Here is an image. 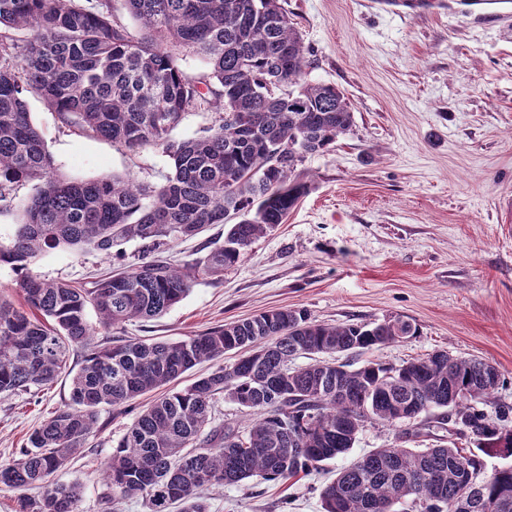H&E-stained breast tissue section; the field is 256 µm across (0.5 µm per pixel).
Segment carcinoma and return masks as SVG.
Returning a JSON list of instances; mask_svg holds the SVG:
<instances>
[{
	"label": "carcinoma",
	"instance_id": "obj_1",
	"mask_svg": "<svg viewBox=\"0 0 512 512\" xmlns=\"http://www.w3.org/2000/svg\"><path fill=\"white\" fill-rule=\"evenodd\" d=\"M138 28L118 21L112 0H0V202L23 185L33 193L0 265L22 272L15 304L0 290V398L71 376L70 404L28 435L19 457L0 462V486L17 512H80V487L53 481L100 427L105 408L142 406L102 463L112 512L140 497L149 512H209L198 490L259 477L286 481L350 452L367 422L390 426L433 408L485 455L512 457V421L482 406L505 377L478 358L435 351L398 367L350 360L301 368L298 355L345 354L416 334L408 320L328 324L299 308H277L176 342L129 339L88 348L96 327L151 320L178 304L202 275H219L258 237L284 223L308 192L298 165L352 131L353 112L332 83L305 81L307 48L281 0H124ZM199 56L208 72L187 75L179 56ZM40 96L67 126L130 151L159 149L171 162L160 184L112 177L72 181L57 173L27 98ZM205 106L215 124L176 138L184 113ZM210 224L224 243L173 264L164 246ZM138 239L148 254L85 288L31 270L46 252H108ZM88 348L78 371L71 352ZM247 351L233 365L224 354ZM210 372L177 390L203 362ZM223 394L254 417L242 433L213 423ZM479 456L454 445L377 448L336 473L322 512H512V464L482 475ZM37 489L38 495L28 491Z\"/></svg>",
	"mask_w": 512,
	"mask_h": 512
}]
</instances>
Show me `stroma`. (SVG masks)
I'll use <instances>...</instances> for the list:
<instances>
[{
  "mask_svg": "<svg viewBox=\"0 0 512 512\" xmlns=\"http://www.w3.org/2000/svg\"><path fill=\"white\" fill-rule=\"evenodd\" d=\"M312 62L307 79L336 84L354 113L332 151L301 165L309 191L284 224L256 239L223 275L200 277L164 315L99 330L115 338L177 341L272 308H302L329 324L400 316L419 332L362 354L398 366L436 350L494 364L507 379L498 403L512 407V18L420 11L392 15L372 0H285ZM27 108L58 172L75 181L130 176L159 183L161 150L131 152L66 126L37 95ZM139 240L56 249L33 270L87 283L130 269ZM70 402V379L0 401V461ZM444 412L409 424L368 423L348 455L285 482L254 477L210 486V512H320V491L354 458L376 448L456 444ZM105 426L57 475L81 486V512H106L101 464L134 414L108 409Z\"/></svg>",
  "mask_w": 512,
  "mask_h": 512,
  "instance_id": "obj_1",
  "label": "stroma"
}]
</instances>
